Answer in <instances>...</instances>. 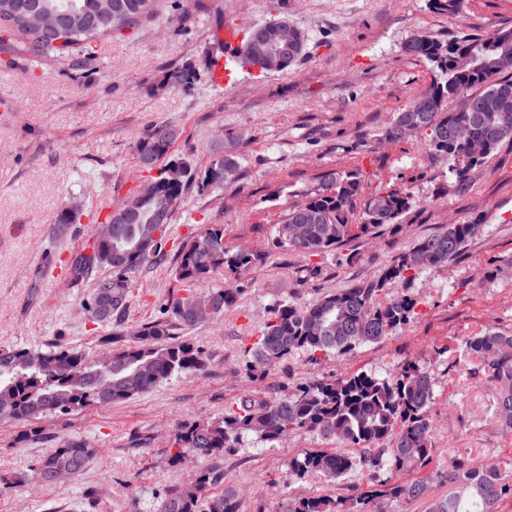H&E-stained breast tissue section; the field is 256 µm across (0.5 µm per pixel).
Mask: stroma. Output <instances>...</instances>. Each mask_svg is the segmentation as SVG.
<instances>
[{
  "instance_id": "stroma-1",
  "label": "stroma",
  "mask_w": 512,
  "mask_h": 512,
  "mask_svg": "<svg viewBox=\"0 0 512 512\" xmlns=\"http://www.w3.org/2000/svg\"><path fill=\"white\" fill-rule=\"evenodd\" d=\"M173 2L163 0L157 18L126 36L102 39L85 69L0 56V345L108 352L109 331L132 333L157 317L160 302L179 294L172 275L178 246L204 223L221 225L225 245L257 262L242 275L243 291L223 318L187 333L206 353L204 371L109 407L44 417L36 423L38 441L21 440V425L0 423V512H159L165 492L190 485L202 467L196 460L171 463L177 424L217 419L242 399L291 394L316 378L354 372L390 378L410 360L436 380L431 469L462 457L512 473V427L497 411L501 386L465 352L466 340L486 329L512 334V148L498 151L465 192L442 195L447 164L424 148L422 137L382 139L393 114L433 81L426 60L404 54L405 40L512 27V0H467L457 16L430 10L427 0H204V9L185 20ZM279 18L308 37L290 72L239 69L220 86H164L166 73L183 62L201 68L223 55L216 29L224 20L246 27ZM155 122L180 131L175 153L199 170L217 148L234 142L241 172L216 189L190 187L163 259L143 267L121 320L96 329L83 312L86 290L61 287L48 274L58 253L89 241L94 223L82 217L58 242L51 223L64 203L107 210L135 187L141 179L135 143ZM330 168L362 171L367 196L407 187L415 205L400 223L331 254L307 258L275 247L288 206ZM474 221L483 229L458 259L419 275L409 290L389 286V296L409 293L417 306L387 338L315 362L298 352L265 378L251 377L248 350L279 303L304 305L377 280L420 239ZM66 436L84 437L95 448L85 473L51 486L29 480L32 465ZM328 445L305 431L272 443L250 436L225 457L223 484L238 492L240 512H292L305 497L353 503L384 480L361 465L333 483L289 468L294 456ZM20 475L28 481L18 486Z\"/></svg>"
}]
</instances>
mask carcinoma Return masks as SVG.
I'll use <instances>...</instances> for the list:
<instances>
[{
	"label": "carcinoma",
	"instance_id": "carcinoma-1",
	"mask_svg": "<svg viewBox=\"0 0 512 512\" xmlns=\"http://www.w3.org/2000/svg\"><path fill=\"white\" fill-rule=\"evenodd\" d=\"M159 0H0V48L11 55H29L36 61H54L83 66L96 56L99 39L133 29L157 14ZM433 10L457 15L465 0H428ZM54 23L35 28L31 17ZM235 59L242 67L254 66L251 32ZM410 56L429 62L435 80L429 91L396 113L383 132L392 141L406 137L409 129L424 137L426 148L448 160L446 187L462 191L476 171L506 144L512 146V27L497 29L496 40L477 33L461 32L449 40L415 34L403 46ZM466 52L472 68L460 70L456 55ZM212 81L211 66L197 68L188 62L169 72L166 83L175 89H190L201 81ZM471 97L468 111L448 108L460 97ZM179 137L165 124L149 125L136 143L137 159L157 169L154 189L139 196L128 192L114 205L121 212L112 225V239H92L68 258L65 288H88L86 318L94 324L122 317L133 301L136 278L145 264L164 256L169 225L187 187L196 182V168L189 160L170 156ZM185 165V176L177 184L165 182V169L158 162ZM223 180L239 175L240 156L233 151L211 161ZM364 176L358 170L324 171L317 189L288 207L278 224L276 246L298 251L306 257L334 252L354 237H368L401 222L413 198L407 188L393 187L364 199L359 222L349 223L351 209L361 195ZM166 216L158 239H152L155 215ZM79 210L61 208L52 222V238L66 234L78 222ZM480 225L450 224L437 234L419 240L401 254L383 277L328 292L312 303H283L265 323L249 349L248 369L266 374L288 356L303 351L318 356H345L362 344L378 342L414 314L415 301L407 294L386 297L390 283H407L424 272L448 265L462 252ZM255 264V257L224 247V232L211 225L183 241L179 247L174 277L185 286L159 305L160 316L141 324L128 342L121 333L112 334V360L99 363L67 345L32 347L0 346V422L29 423L42 417L106 407L131 400L180 373L201 371L205 352L188 339L173 333L224 316L237 298L235 283ZM224 273V286L206 296L195 293L199 281ZM466 353L480 359L482 369L501 384L497 408L504 423L512 425V335L489 329L465 342ZM435 396V378L415 362H406L392 378L365 372L338 377L331 382L313 381L295 393L270 400L246 399L224 411V417L191 425H180L174 434V464L188 457L202 460L199 482L167 491L160 512H240L232 489L212 494L221 483L224 454L243 446L250 435L279 441L303 430L315 431L340 448H353L358 455L340 449L306 451L292 458L289 466L299 473L317 472L328 479L344 477L362 465L376 472L387 471L383 489L358 497L352 507L331 496L299 501L295 512H370L377 499L415 500L425 495L436 478L452 487L445 498L433 500L429 512H499L501 503L512 498V475L494 462L475 465L455 459L448 470L424 473L432 461L430 407ZM95 449L82 438H64L42 456L34 477L44 485L64 475L74 480L83 475ZM419 473L409 485L395 479L402 473Z\"/></svg>",
	"mask_w": 512,
	"mask_h": 512
}]
</instances>
